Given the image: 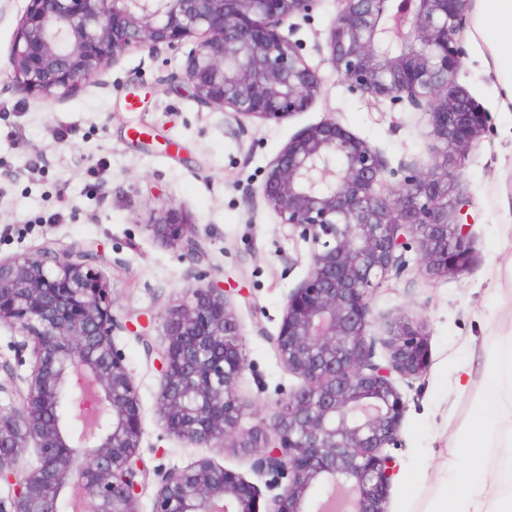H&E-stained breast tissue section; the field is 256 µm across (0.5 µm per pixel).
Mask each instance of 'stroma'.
<instances>
[{
  "mask_svg": "<svg viewBox=\"0 0 512 512\" xmlns=\"http://www.w3.org/2000/svg\"><path fill=\"white\" fill-rule=\"evenodd\" d=\"M28 0H0V258L34 251L44 239L98 251L115 319L113 338L124 355L139 399L145 469L138 512H152L157 471L206 458L251 477L253 456L213 441L205 447L170 435L160 414V315L186 289L213 282L233 292L248 368L237 386L242 427L270 423L275 404L300 384L278 357L274 339L286 299L308 273V245L288 234L261 194L269 163L301 129L334 116L376 147L390 167L413 162L424 170L439 159L426 117L389 101L353 92L325 61L327 30L338 4L319 0L310 16L290 18L294 38L324 84L311 108L276 122L237 117L199 106L167 77L183 54L125 53L70 96L42 100L13 88L9 55ZM458 81L490 113L492 128L473 147L449 183L470 210L478 262L463 276L427 275L415 253L405 273L373 292L368 335L385 361L389 321L419 324L431 351L427 372L407 391L399 465L387 512H424L438 492L436 474L453 455L455 438L476 402L492 398L486 358L512 330V112L497 105L498 83L485 65L474 28ZM141 98L129 109L127 94ZM147 134L135 138L134 128ZM181 208L202 254L185 259L182 246L160 243L149 225L165 204ZM23 338L0 328V405L19 404L31 372ZM471 369L465 390L458 368Z\"/></svg>",
  "mask_w": 512,
  "mask_h": 512,
  "instance_id": "35a3bbf8",
  "label": "stroma"
}]
</instances>
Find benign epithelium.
<instances>
[{
  "mask_svg": "<svg viewBox=\"0 0 512 512\" xmlns=\"http://www.w3.org/2000/svg\"><path fill=\"white\" fill-rule=\"evenodd\" d=\"M318 0H29L12 46L16 91L62 98L131 51L178 50L202 107L283 121L307 111L323 76L302 44L282 32ZM468 0H339L325 61L351 90L427 117L429 137L462 161L491 116L458 83L467 56ZM403 174L397 183L391 177ZM448 156L424 171L388 168L379 151L335 117L299 131L270 162L264 202L309 244V271L287 297L275 338L302 383L268 425L240 427L236 385L247 369L230 292L192 287L161 314L160 412L169 433L197 446L220 439L254 454L264 486L200 459L157 474L153 512H386L412 386L430 364L428 339L411 319L387 325L389 354L375 360L370 294L415 252L431 276L463 275L475 257L472 207L448 201ZM164 244L201 253L192 225L167 204L150 224ZM112 297L93 251L47 240L0 259V327L32 342L18 407L0 405V512H138L143 429L137 389L113 341ZM34 443L38 465L18 473ZM264 510H259V504Z\"/></svg>",
  "mask_w": 512,
  "mask_h": 512,
  "instance_id": "obj_1",
  "label": "benign epithelium"
}]
</instances>
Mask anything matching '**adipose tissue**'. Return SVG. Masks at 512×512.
I'll list each match as a JSON object with an SVG mask.
<instances>
[{
	"instance_id": "adipose-tissue-1",
	"label": "adipose tissue",
	"mask_w": 512,
	"mask_h": 512,
	"mask_svg": "<svg viewBox=\"0 0 512 512\" xmlns=\"http://www.w3.org/2000/svg\"><path fill=\"white\" fill-rule=\"evenodd\" d=\"M475 31L490 52L501 110L512 111V0H479ZM497 355L484 363L495 401L477 404L459 436L460 459L447 460L442 495L426 512H512V331L499 338ZM496 465H488V452Z\"/></svg>"
}]
</instances>
